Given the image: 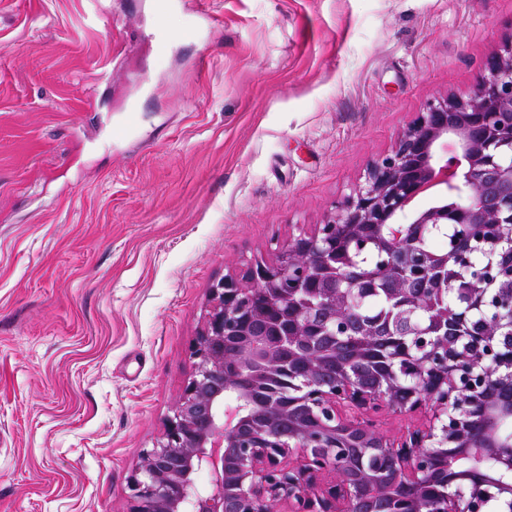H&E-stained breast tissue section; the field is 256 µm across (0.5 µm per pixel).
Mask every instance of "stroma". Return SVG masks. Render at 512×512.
Masks as SVG:
<instances>
[{"label":"stroma","instance_id":"35a3bbf8","mask_svg":"<svg viewBox=\"0 0 512 512\" xmlns=\"http://www.w3.org/2000/svg\"><path fill=\"white\" fill-rule=\"evenodd\" d=\"M158 2L0 0V512H129L211 286L512 37V0Z\"/></svg>","mask_w":512,"mask_h":512}]
</instances>
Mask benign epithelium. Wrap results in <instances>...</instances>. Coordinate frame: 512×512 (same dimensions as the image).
Segmentation results:
<instances>
[{"mask_svg": "<svg viewBox=\"0 0 512 512\" xmlns=\"http://www.w3.org/2000/svg\"><path fill=\"white\" fill-rule=\"evenodd\" d=\"M454 137L458 150L442 148ZM461 196L413 215L430 187ZM461 226L451 246L417 243ZM466 305L444 283L471 270ZM512 38L429 103L326 222L210 289L194 372L129 512H512ZM384 289L390 319L360 314ZM423 416L399 437L376 417ZM369 448L374 467L355 453ZM492 458L488 471L481 460ZM205 470L199 489L195 474Z\"/></svg>", "mask_w": 512, "mask_h": 512, "instance_id": "obj_1", "label": "benign epithelium"}]
</instances>
